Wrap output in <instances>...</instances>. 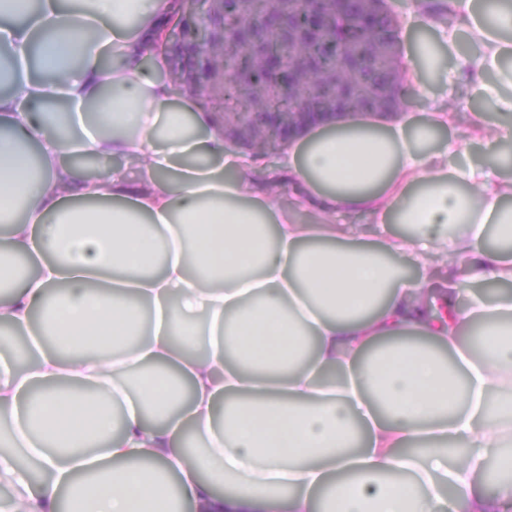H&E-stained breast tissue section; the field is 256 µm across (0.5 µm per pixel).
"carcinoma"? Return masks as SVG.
<instances>
[{
  "mask_svg": "<svg viewBox=\"0 0 512 512\" xmlns=\"http://www.w3.org/2000/svg\"><path fill=\"white\" fill-rule=\"evenodd\" d=\"M283 7L281 0H224V35L210 41L201 52L225 63L221 70H204L196 77L195 94L224 112L242 119H261L272 112H296L290 88L316 91L313 112L331 110L329 73L342 53L356 55L363 65L336 73L354 87L348 111L377 112V92L397 85L401 95L392 111L412 107L414 85L401 73L399 16L384 18L367 27L341 5L328 13L304 9L293 17L296 36L284 39L272 24ZM311 60L313 67L304 65Z\"/></svg>",
  "mask_w": 512,
  "mask_h": 512,
  "instance_id": "carcinoma-1",
  "label": "carcinoma"
}]
</instances>
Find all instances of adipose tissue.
Here are the masks:
<instances>
[{"label": "adipose tissue", "instance_id": "ef3b65f1", "mask_svg": "<svg viewBox=\"0 0 512 512\" xmlns=\"http://www.w3.org/2000/svg\"><path fill=\"white\" fill-rule=\"evenodd\" d=\"M82 2L39 0L32 14L0 0L13 70L0 93V224L12 227L0 324L23 329L42 310L43 335L73 346L40 347L25 369L0 361L4 512H505L512 128L480 134L484 164L449 168L434 141L456 115L422 59L447 47L453 78L512 111V0H451L456 25L432 23L408 54L423 115L341 114L287 143L276 166L294 181L290 205L196 96L158 79L173 0ZM76 155L128 159L143 176L74 179L62 162ZM309 210L316 224L297 223ZM342 212L390 230L366 239L335 224ZM442 264L449 290L421 311ZM478 281L500 290L459 307ZM465 325L486 336L482 354L461 346ZM487 473L496 489L483 495Z\"/></svg>", "mask_w": 512, "mask_h": 512}]
</instances>
